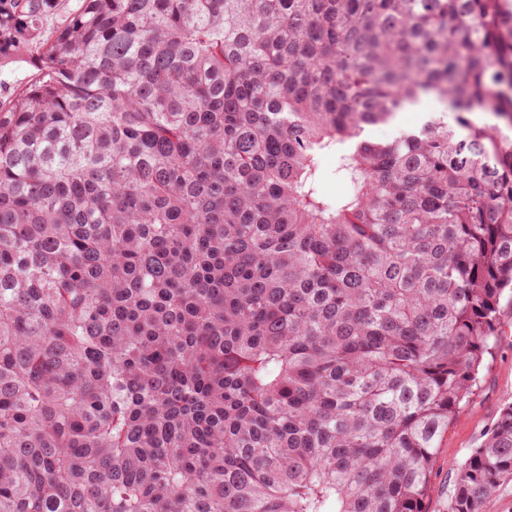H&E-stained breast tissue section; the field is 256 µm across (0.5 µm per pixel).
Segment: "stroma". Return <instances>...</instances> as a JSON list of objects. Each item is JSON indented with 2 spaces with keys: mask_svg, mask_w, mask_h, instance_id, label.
I'll use <instances>...</instances> for the list:
<instances>
[{
  "mask_svg": "<svg viewBox=\"0 0 512 512\" xmlns=\"http://www.w3.org/2000/svg\"><path fill=\"white\" fill-rule=\"evenodd\" d=\"M499 311L502 333L482 363L468 403L438 442L425 512H451L458 466L485 438L500 410L512 404L511 295L502 297Z\"/></svg>",
  "mask_w": 512,
  "mask_h": 512,
  "instance_id": "obj_1",
  "label": "stroma"
}]
</instances>
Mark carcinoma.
I'll list each match as a JSON object with an SVG mask.
<instances>
[{
    "mask_svg": "<svg viewBox=\"0 0 512 512\" xmlns=\"http://www.w3.org/2000/svg\"><path fill=\"white\" fill-rule=\"evenodd\" d=\"M56 6L0 0L1 64ZM35 66L0 103V512H424L512 289L504 0H82ZM427 97L454 124L364 136ZM511 478L507 405L451 512Z\"/></svg>",
    "mask_w": 512,
    "mask_h": 512,
    "instance_id": "cac0c4a2",
    "label": "carcinoma"
}]
</instances>
